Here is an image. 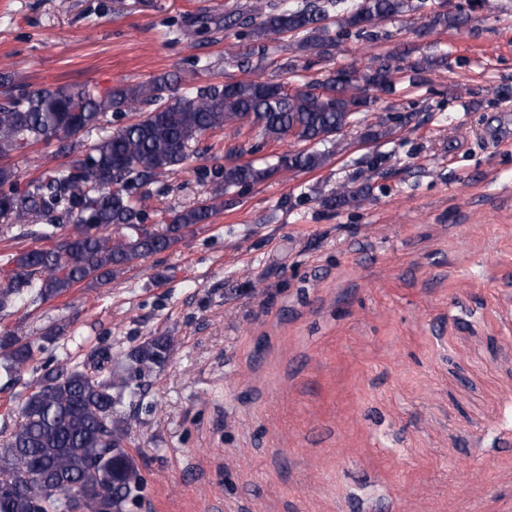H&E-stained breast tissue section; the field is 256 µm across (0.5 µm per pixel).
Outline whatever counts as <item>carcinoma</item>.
Listing matches in <instances>:
<instances>
[{"label": "carcinoma", "instance_id": "cac0c4a2", "mask_svg": "<svg viewBox=\"0 0 512 512\" xmlns=\"http://www.w3.org/2000/svg\"><path fill=\"white\" fill-rule=\"evenodd\" d=\"M413 0H286L246 2L224 15V29L247 31L250 47L231 56L240 69L270 61L291 73L293 61L268 59L266 42L288 35L319 58H331L352 38L377 42L378 23L423 8ZM335 13L334 24L322 20ZM465 6L437 10L430 23L459 28ZM448 67V56L374 58L362 74L340 68L324 79L288 91L283 82L260 78L205 88H181L167 76L117 86L105 93L84 87H35L0 75L7 102L0 105V159L35 144L63 141L100 128L107 113H138V119L106 131L67 165L47 168L20 185L10 164H0V223L37 224L46 246L12 257L13 272L0 289V313L37 307L82 285L103 288L118 275L180 242L197 224H207L234 204L245 190L285 171L313 170L325 164L339 145L337 136L377 95H391L396 75L409 81ZM411 113L389 112L365 132L376 140L404 127ZM261 140L228 147L227 164L203 169L217 189L208 198L173 213L167 224H146L140 189L168 193L167 174L188 159L187 148L207 133L243 128ZM292 137L313 149L291 151L276 163L257 167L246 154ZM360 193L345 188L324 199L328 206H350ZM61 328L48 326L32 338L16 330L0 333V376L19 382L26 367L36 378L18 394L17 420L0 432V512H125L137 503L145 479L126 445L134 442L126 400L141 395L145 379L170 361L172 336H151L112 359V346L100 345L73 361L70 351H48Z\"/></svg>", "mask_w": 512, "mask_h": 512}]
</instances>
